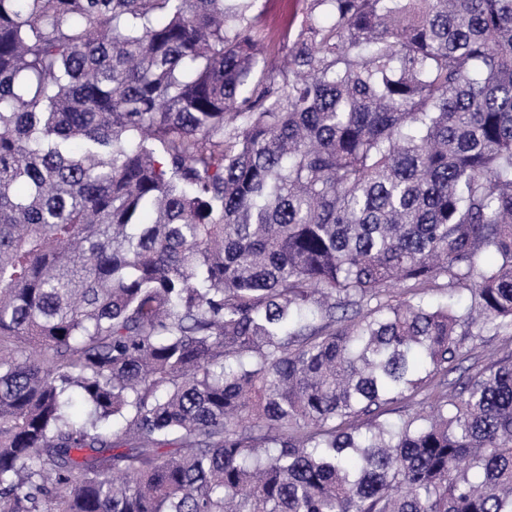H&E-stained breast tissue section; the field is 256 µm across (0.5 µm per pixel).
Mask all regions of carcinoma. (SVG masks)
Returning <instances> with one entry per match:
<instances>
[{
    "label": "carcinoma",
    "mask_w": 512,
    "mask_h": 512,
    "mask_svg": "<svg viewBox=\"0 0 512 512\" xmlns=\"http://www.w3.org/2000/svg\"><path fill=\"white\" fill-rule=\"evenodd\" d=\"M311 2L0 0V512H512V0ZM263 14L257 23L260 37L274 36L288 26L291 38L305 28L309 0H262ZM442 281L433 287L427 288L423 294L422 299L425 303L431 305L445 304L447 302H457L460 306L464 307L470 302V293L467 290H457L448 292V288L444 287ZM511 336V338H510ZM512 358V333L503 332L481 345H477L464 356L460 369L448 374V387L460 376H471L501 359Z\"/></svg>",
    "instance_id": "1"
}]
</instances>
